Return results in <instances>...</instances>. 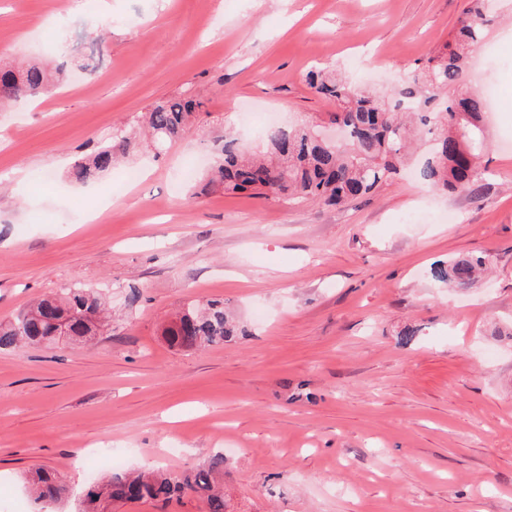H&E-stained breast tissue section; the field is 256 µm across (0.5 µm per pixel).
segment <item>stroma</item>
I'll return each mask as SVG.
<instances>
[{
    "instance_id": "obj_1",
    "label": "stroma",
    "mask_w": 512,
    "mask_h": 512,
    "mask_svg": "<svg viewBox=\"0 0 512 512\" xmlns=\"http://www.w3.org/2000/svg\"><path fill=\"white\" fill-rule=\"evenodd\" d=\"M64 2L0 0V68L66 67L44 97L0 106V322L74 286L104 293L114 320L82 344L0 351V512H73L97 448L124 469L223 455L231 512H512V0L487 27L492 63L463 76L496 93L476 194L408 166L340 208L201 195L180 173L206 172L223 132L261 145L259 115L326 117L312 66L391 90L468 0ZM187 93L208 115L166 154L69 182L77 156ZM471 255L486 278L433 283ZM195 299L223 300L238 335L170 347L164 326ZM40 467L70 502L31 499L22 477Z\"/></svg>"
}]
</instances>
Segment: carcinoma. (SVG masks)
I'll return each mask as SVG.
<instances>
[{
    "label": "carcinoma",
    "instance_id": "carcinoma-1",
    "mask_svg": "<svg viewBox=\"0 0 512 512\" xmlns=\"http://www.w3.org/2000/svg\"><path fill=\"white\" fill-rule=\"evenodd\" d=\"M491 0H470L465 18L443 50L410 67L391 100L360 91L338 77L334 66H315L306 81L319 95L337 105L330 123L344 128L347 141L319 139L320 123L274 125L265 132L264 154L248 155L240 139L227 133L215 140L218 155L205 187L227 193L252 192L265 199H313L341 205L361 198L393 181L412 140L431 142L430 155L419 178L433 188L454 195L475 191L484 168L483 113L485 97L460 85L469 55L485 37ZM62 69L51 74L33 63L18 71H0V103L47 93L60 81ZM204 114V102L193 97L156 104L144 115L150 146L158 156L178 141L192 119ZM137 141L122 130L112 141L82 157L72 167L71 181L86 184L112 170L135 152ZM481 256L431 268L432 280L460 290L470 288L484 271ZM110 311L101 295L87 288H64L43 296L6 324L0 323V350L30 343L49 346L61 337L81 342L106 325ZM237 332L224 312V302H190L164 329L174 348H203L222 344ZM224 476V456L181 472L112 471L93 480L83 493L78 512H109L114 502L152 500L163 505L174 495H194L204 512H228L229 504L217 483ZM34 499L62 504L69 489L58 472L37 469L24 476Z\"/></svg>",
    "mask_w": 512,
    "mask_h": 512
}]
</instances>
